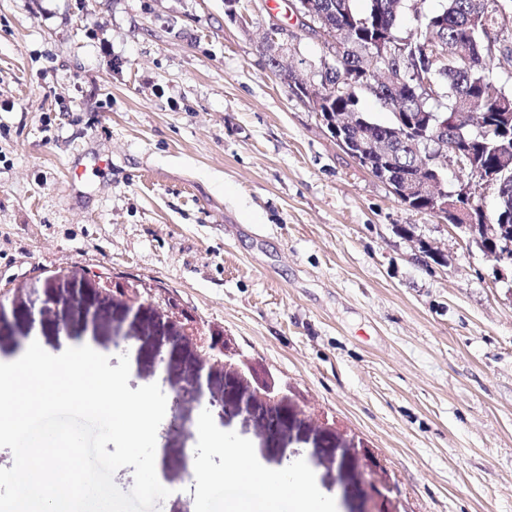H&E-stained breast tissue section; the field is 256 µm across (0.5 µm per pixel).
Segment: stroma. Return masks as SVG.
Returning <instances> with one entry per match:
<instances>
[{
  "instance_id": "stroma-1",
  "label": "stroma",
  "mask_w": 512,
  "mask_h": 512,
  "mask_svg": "<svg viewBox=\"0 0 512 512\" xmlns=\"http://www.w3.org/2000/svg\"><path fill=\"white\" fill-rule=\"evenodd\" d=\"M273 15L294 23L269 0H0V363L88 342L172 394L191 378L148 337L183 314L221 334L216 425L303 457L339 512H512V269L337 145L258 48ZM62 272L142 281L139 313L43 308ZM228 343L280 392V434L224 400ZM199 411L158 428V512H200L188 453L224 474Z\"/></svg>"
}]
</instances>
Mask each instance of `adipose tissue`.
I'll list each match as a JSON object with an SVG mask.
<instances>
[{
    "mask_svg": "<svg viewBox=\"0 0 512 512\" xmlns=\"http://www.w3.org/2000/svg\"><path fill=\"white\" fill-rule=\"evenodd\" d=\"M196 432L202 442L224 455V481L235 487L224 498L225 512H280L283 503L289 512H333L303 458H290L275 469L260 466L247 443L215 431L205 413L196 422Z\"/></svg>",
    "mask_w": 512,
    "mask_h": 512,
    "instance_id": "ef3b65f1",
    "label": "adipose tissue"
}]
</instances>
